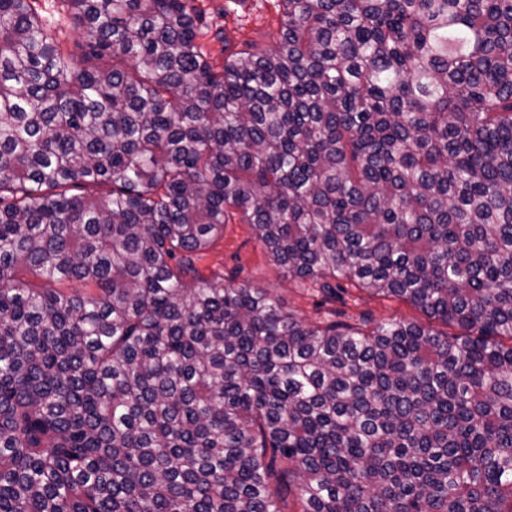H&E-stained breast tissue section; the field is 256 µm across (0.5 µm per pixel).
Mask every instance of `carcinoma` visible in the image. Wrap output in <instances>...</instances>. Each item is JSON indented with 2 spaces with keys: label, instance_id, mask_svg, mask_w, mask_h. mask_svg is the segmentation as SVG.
<instances>
[{
  "label": "carcinoma",
  "instance_id": "carcinoma-1",
  "mask_svg": "<svg viewBox=\"0 0 512 512\" xmlns=\"http://www.w3.org/2000/svg\"><path fill=\"white\" fill-rule=\"evenodd\" d=\"M61 3L79 54L0 0V512H512V0H279L220 67L193 0ZM236 217L459 333L203 279Z\"/></svg>",
  "mask_w": 512,
  "mask_h": 512
}]
</instances>
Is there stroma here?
<instances>
[{
    "mask_svg": "<svg viewBox=\"0 0 512 512\" xmlns=\"http://www.w3.org/2000/svg\"><path fill=\"white\" fill-rule=\"evenodd\" d=\"M205 12L200 42L215 62H223L224 45L249 40L261 45L275 41L280 25L276 0H197ZM223 30L227 40L218 42L216 30ZM198 268L206 279L214 275H236L252 286L268 290L289 311L308 321L324 319L332 310L347 309L351 315L366 314L374 321L391 319L418 321L421 313L394 298L371 297L349 289L343 300L325 302L312 289L299 285L287 272L272 265L250 225L233 220L224 234L209 248Z\"/></svg>",
    "mask_w": 512,
    "mask_h": 512,
    "instance_id": "obj_1",
    "label": "stroma"
}]
</instances>
